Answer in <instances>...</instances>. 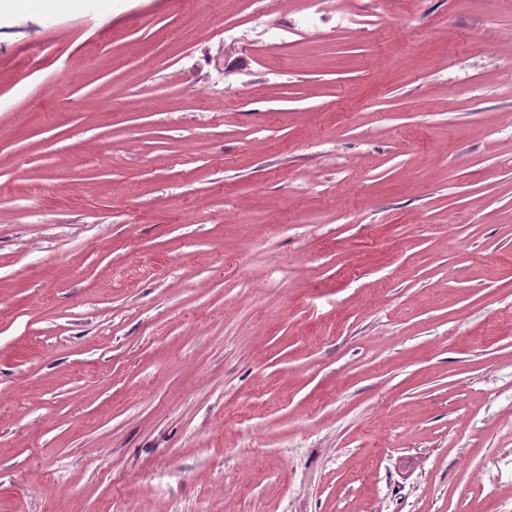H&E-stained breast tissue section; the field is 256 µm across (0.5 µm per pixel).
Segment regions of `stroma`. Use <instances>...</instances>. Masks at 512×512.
<instances>
[{"mask_svg": "<svg viewBox=\"0 0 512 512\" xmlns=\"http://www.w3.org/2000/svg\"><path fill=\"white\" fill-rule=\"evenodd\" d=\"M0 512H512V0L1 13Z\"/></svg>", "mask_w": 512, "mask_h": 512, "instance_id": "stroma-1", "label": "stroma"}]
</instances>
